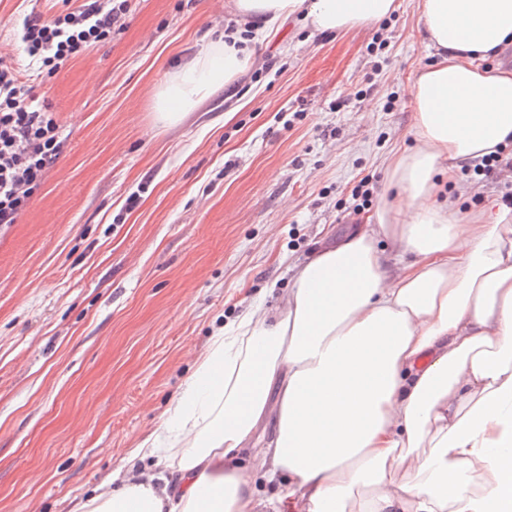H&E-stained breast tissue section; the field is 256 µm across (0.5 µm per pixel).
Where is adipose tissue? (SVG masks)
<instances>
[{
  "label": "adipose tissue",
  "instance_id": "1",
  "mask_svg": "<svg viewBox=\"0 0 512 512\" xmlns=\"http://www.w3.org/2000/svg\"><path fill=\"white\" fill-rule=\"evenodd\" d=\"M232 8L256 44L295 13L338 34L396 5ZM418 26L436 59L410 85L414 144L391 159L374 223L300 266L275 312L254 306L213 336L161 434L70 512H512V211L462 219L444 188L512 141V71L481 66L512 44V0H418ZM240 40L210 41L152 87L158 124L246 69ZM269 417L277 491L262 498L239 453Z\"/></svg>",
  "mask_w": 512,
  "mask_h": 512
}]
</instances>
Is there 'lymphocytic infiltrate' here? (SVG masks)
Segmentation results:
<instances>
[{
  "label": "lymphocytic infiltrate",
  "mask_w": 512,
  "mask_h": 512,
  "mask_svg": "<svg viewBox=\"0 0 512 512\" xmlns=\"http://www.w3.org/2000/svg\"><path fill=\"white\" fill-rule=\"evenodd\" d=\"M128 12V0H82L48 17L18 18L15 40L28 63L0 57V227L18 223L64 146L55 113L34 94L36 82L111 39Z\"/></svg>",
  "instance_id": "lymphocytic-infiltrate-1"
}]
</instances>
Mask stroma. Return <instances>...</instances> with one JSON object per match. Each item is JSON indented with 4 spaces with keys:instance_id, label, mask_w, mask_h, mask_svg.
Instances as JSON below:
<instances>
[{
    "instance_id": "stroma-1",
    "label": "stroma",
    "mask_w": 512,
    "mask_h": 512,
    "mask_svg": "<svg viewBox=\"0 0 512 512\" xmlns=\"http://www.w3.org/2000/svg\"><path fill=\"white\" fill-rule=\"evenodd\" d=\"M396 5L337 36L290 18L173 127L148 89L232 22L210 0H130L124 29L37 87L66 142L0 228V512H69L159 433L223 325L373 221L351 192L385 187L432 60L417 0ZM469 182L448 185L463 216L512 193L503 171Z\"/></svg>"
}]
</instances>
